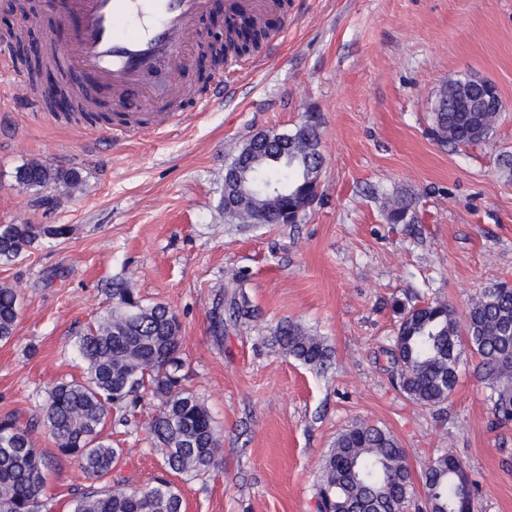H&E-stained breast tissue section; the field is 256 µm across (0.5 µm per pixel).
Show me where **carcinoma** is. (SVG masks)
Wrapping results in <instances>:
<instances>
[{"label": "carcinoma", "instance_id": "carcinoma-1", "mask_svg": "<svg viewBox=\"0 0 512 512\" xmlns=\"http://www.w3.org/2000/svg\"><path fill=\"white\" fill-rule=\"evenodd\" d=\"M272 27L244 25L224 33L210 47L213 60L242 55L258 47ZM29 75L50 72L38 52L24 57ZM459 78L436 96L433 132L448 146L486 141L499 110L469 112L459 99ZM257 151L272 153L253 168L256 193L234 209L224 210L231 224H277L283 211L301 207L312 192V169L319 166L318 119L310 116L293 140H272ZM16 180L27 187L49 184L76 189L78 172L31 161ZM390 221L414 223L411 204L387 201ZM67 225L0 224V263L16 260L39 239L65 238ZM112 306L81 332L75 348L84 362L82 379L60 382L48 393L40 422L57 446V456L74 462L88 478L109 474L122 449L103 432L112 415L134 407L147 390L161 404L151 432L161 448L164 469L199 477L216 462L218 443L213 420L199 399L183 386L181 323L163 303L146 304L122 282L112 284ZM22 297L0 286V342H8L17 324ZM400 323L392 346L401 365L395 372L399 391L410 401L434 408L448 402L458 382L463 354L479 360L490 385L495 422L512 423V285L494 283L471 301L459 322L446 302L431 300L406 306L396 302ZM271 344L294 360L320 372L330 353L324 341L293 322L279 325ZM33 423L17 416L0 419V512H43L50 461L31 438ZM420 482L428 512H472L478 492L462 461L452 454L433 458ZM416 497L414 475L405 449L387 429L358 422L340 432L322 463L318 512H400ZM183 500L171 480L160 478L144 490L119 494L87 491L76 496L71 512H182Z\"/></svg>", "mask_w": 512, "mask_h": 512}]
</instances>
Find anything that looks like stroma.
Instances as JSON below:
<instances>
[{"mask_svg":"<svg viewBox=\"0 0 512 512\" xmlns=\"http://www.w3.org/2000/svg\"><path fill=\"white\" fill-rule=\"evenodd\" d=\"M262 62L223 65L226 92L208 111L185 100L160 134H87L63 113L33 114L15 82L0 84V224H66L0 264L22 310L0 343V418L38 416L49 389L81 379L77 335L122 281L178 315L184 386L213 420L219 453L204 476L174 482L184 512H317L323 457L356 422L390 430L414 475L441 453L478 487L474 512H512V424L495 426L489 385L465 357L448 403L427 408L397 389L386 350L395 302L437 298L464 315L487 286L512 283V0H287ZM495 84L504 104L489 139L451 148L431 112L448 80ZM319 118L325 162L318 200L296 224H228L230 146ZM79 171L78 190L17 183L33 161ZM413 199L394 224L387 198ZM253 316L234 321L232 298ZM321 336L322 373L270 338L284 322ZM159 400L143 394L127 424L105 429L123 454L85 478L57 459L49 512L86 489H131L163 474L150 432Z\"/></svg>","mask_w":512,"mask_h":512,"instance_id":"obj_1","label":"stroma"}]
</instances>
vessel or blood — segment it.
Listing matches in <instances>:
<instances>
[{"label":"vessel or blood","instance_id":"obj_1","mask_svg":"<svg viewBox=\"0 0 512 512\" xmlns=\"http://www.w3.org/2000/svg\"><path fill=\"white\" fill-rule=\"evenodd\" d=\"M65 5L74 35L48 46L71 71L76 95L111 90L114 110L125 113L113 137L174 126L171 104L189 93L187 47L196 41V23L209 13L211 0H65ZM285 7V0H227L224 15L261 23Z\"/></svg>","mask_w":512,"mask_h":512}]
</instances>
